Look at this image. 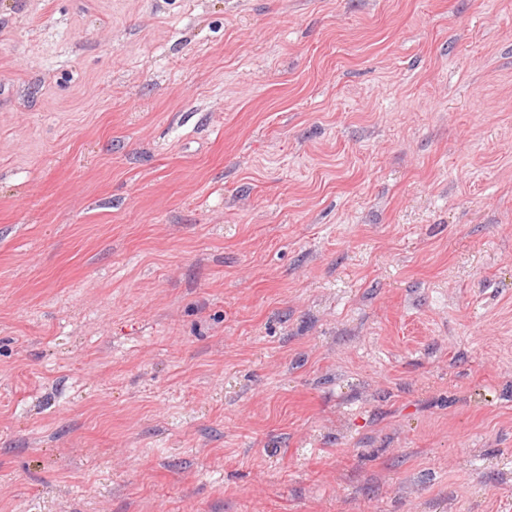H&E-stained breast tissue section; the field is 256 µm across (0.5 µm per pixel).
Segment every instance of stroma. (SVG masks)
Listing matches in <instances>:
<instances>
[{
    "label": "stroma",
    "instance_id": "35a3bbf8",
    "mask_svg": "<svg viewBox=\"0 0 512 512\" xmlns=\"http://www.w3.org/2000/svg\"><path fill=\"white\" fill-rule=\"evenodd\" d=\"M0 512H512V0H0Z\"/></svg>",
    "mask_w": 512,
    "mask_h": 512
}]
</instances>
